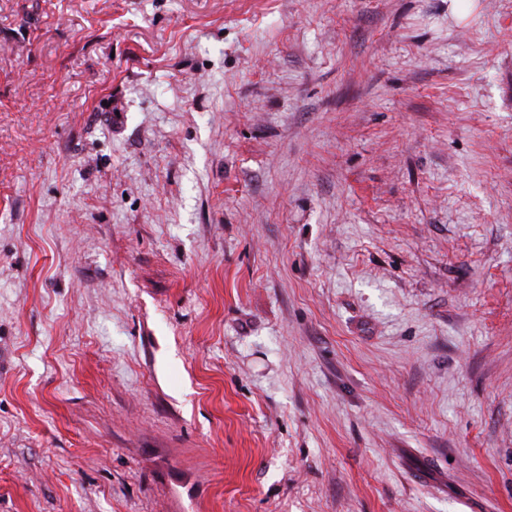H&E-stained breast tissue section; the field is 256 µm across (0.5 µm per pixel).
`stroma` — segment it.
I'll return each mask as SVG.
<instances>
[{"label": "stroma", "mask_w": 512, "mask_h": 512, "mask_svg": "<svg viewBox=\"0 0 512 512\" xmlns=\"http://www.w3.org/2000/svg\"><path fill=\"white\" fill-rule=\"evenodd\" d=\"M0 512H512V0H0Z\"/></svg>", "instance_id": "stroma-1"}]
</instances>
